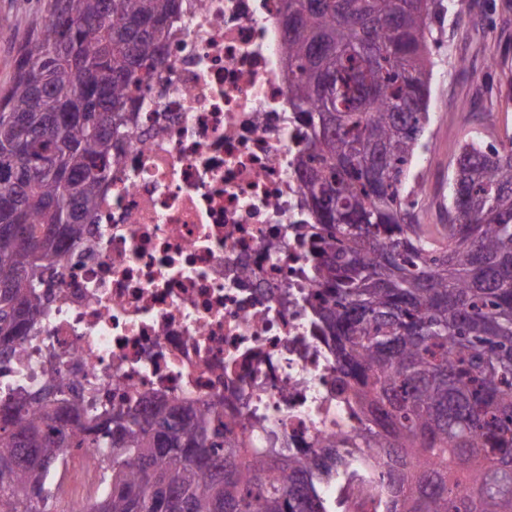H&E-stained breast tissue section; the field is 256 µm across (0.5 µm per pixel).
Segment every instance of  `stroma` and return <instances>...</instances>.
Instances as JSON below:
<instances>
[{
  "mask_svg": "<svg viewBox=\"0 0 512 512\" xmlns=\"http://www.w3.org/2000/svg\"><path fill=\"white\" fill-rule=\"evenodd\" d=\"M450 17L431 43L435 62L427 144L415 167L433 185L432 208H417L422 223L444 224L452 163L472 135L500 144L512 137V0H448ZM45 0H0V89L13 78L17 50Z\"/></svg>",
  "mask_w": 512,
  "mask_h": 512,
  "instance_id": "1",
  "label": "stroma"
}]
</instances>
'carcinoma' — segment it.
<instances>
[{"mask_svg": "<svg viewBox=\"0 0 512 512\" xmlns=\"http://www.w3.org/2000/svg\"><path fill=\"white\" fill-rule=\"evenodd\" d=\"M440 0H286L281 52L309 137L299 162L326 300L321 333L402 465L395 512H512V138L460 147L448 223L406 192L422 148ZM0 92V361L43 312L45 275L82 242L112 181V142L177 0H46ZM220 405L110 406L62 384L0 396V512H52L64 451L103 448L86 512H326L345 465L212 432Z\"/></svg>", "mask_w": 512, "mask_h": 512, "instance_id": "carcinoma-1", "label": "carcinoma"}]
</instances>
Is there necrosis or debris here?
Wrapping results in <instances>:
<instances>
[{
    "mask_svg": "<svg viewBox=\"0 0 512 512\" xmlns=\"http://www.w3.org/2000/svg\"><path fill=\"white\" fill-rule=\"evenodd\" d=\"M282 0H180L149 71L112 181L84 240L47 284L32 343L0 389L67 383L104 403L223 406L257 448L346 452L321 483L332 512H393L382 449L319 332L313 222L297 168L308 140L289 105ZM97 449L51 481L80 512Z\"/></svg>",
    "mask_w": 512,
    "mask_h": 512,
    "instance_id": "4bbe7bcc",
    "label": "necrosis or debris"
}]
</instances>
